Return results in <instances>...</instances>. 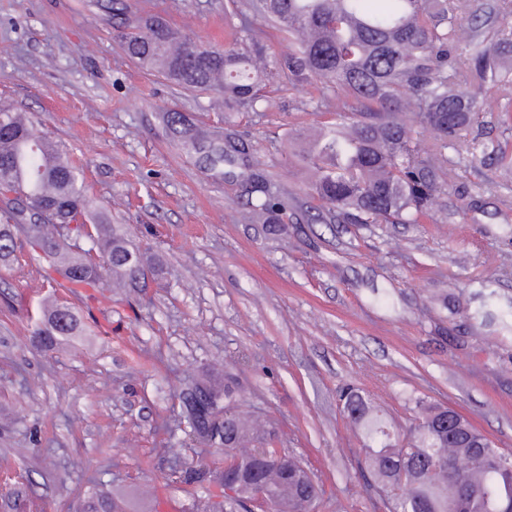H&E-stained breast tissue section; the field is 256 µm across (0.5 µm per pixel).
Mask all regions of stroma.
Wrapping results in <instances>:
<instances>
[{
	"mask_svg": "<svg viewBox=\"0 0 512 512\" xmlns=\"http://www.w3.org/2000/svg\"><path fill=\"white\" fill-rule=\"evenodd\" d=\"M228 0H0V105L28 113L83 167L94 208L120 225L152 274L145 293L81 302L55 288L18 239L0 266V512H80L91 486L127 492L125 512L204 491L167 483L201 462L173 426L178 395L204 372L233 377L243 410L275 427L324 489L317 512H383L360 474L367 441L343 409L355 390L400 437L419 402L457 409L512 451V330L471 317L473 294L512 301V116L483 112L488 152L448 149L446 193L414 224H339L287 144L336 120L301 106L311 87L271 81L260 111L213 105L130 59L126 19L237 44ZM231 131L287 200L285 234L244 222L238 177L207 172L163 128ZM71 304L82 334L52 349L32 336L45 298Z\"/></svg>",
	"mask_w": 512,
	"mask_h": 512,
	"instance_id": "1",
	"label": "stroma"
}]
</instances>
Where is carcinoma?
Instances as JSON below:
<instances>
[{
	"label": "carcinoma",
	"mask_w": 512,
	"mask_h": 512,
	"mask_svg": "<svg viewBox=\"0 0 512 512\" xmlns=\"http://www.w3.org/2000/svg\"><path fill=\"white\" fill-rule=\"evenodd\" d=\"M250 10L288 37V54L270 64L263 49L264 31L240 17L246 37L224 51L197 46L205 61L187 52L171 28L155 19L133 25L124 34L125 53L185 88L215 90L230 103L253 112L263 101L265 82L280 77L294 87L318 84L319 112L332 99L340 123L319 128L299 156L314 171L312 192L327 211L344 224H378L395 220L415 224L446 191L439 180L448 161V143L471 153L467 139L475 115L499 111L490 98L474 96L462 74L488 88L512 84V21L506 17L491 31L482 30L481 0H250ZM464 51H458L460 44ZM420 120L431 147L423 149L413 136L410 118ZM162 121L171 135L203 154L204 168L224 176V166L240 165L235 142L215 141L203 133L180 128V116L165 112ZM32 122L21 112L0 106V190L14 193L0 223V264L15 253L13 229L30 219L29 211L46 209L52 220L40 236L27 240L49 267L71 288H145L128 257L132 248L112 224L91 223V202L80 170L59 143L44 134L32 139ZM245 218L269 222L282 203L265 179L247 180ZM88 239L86 251H69L62 240ZM76 309L67 304L45 309L37 344L52 348L81 334ZM224 394V419L210 398ZM186 407L179 424L200 444L224 449L209 464L183 467L169 474L176 484L214 487L222 506L202 498V512H238L245 500L268 490L270 512H315L323 490L291 454L266 447V437L250 414L237 405L228 382L208 377L195 390L180 395ZM346 409L352 425L361 426L371 447L366 449L369 476L386 512H512V467L476 460L461 478L448 467L479 449L458 437L448 439L440 419L441 406L421 408L419 424L408 440L396 438L363 401L352 396ZM115 496L97 493L84 512H114Z\"/></svg>",
	"instance_id": "carcinoma-1"
}]
</instances>
